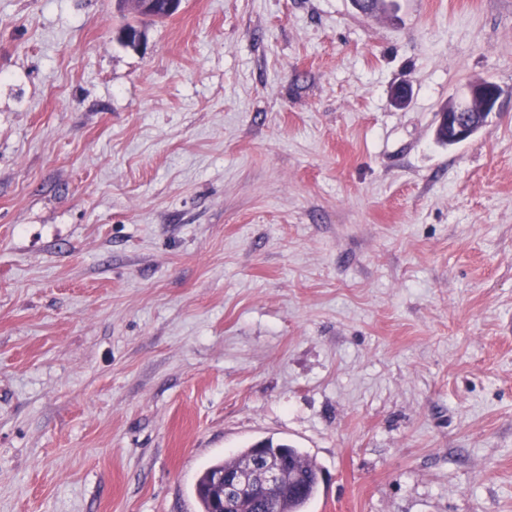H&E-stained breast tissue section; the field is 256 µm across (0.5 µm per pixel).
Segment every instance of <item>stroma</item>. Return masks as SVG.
<instances>
[{
	"label": "stroma",
	"instance_id": "stroma-1",
	"mask_svg": "<svg viewBox=\"0 0 512 512\" xmlns=\"http://www.w3.org/2000/svg\"><path fill=\"white\" fill-rule=\"evenodd\" d=\"M129 18L0 0V512H200L269 438L307 512H512V0ZM502 94V88L491 80L472 81L463 96L451 99L438 113L436 138L448 146L472 138L500 114Z\"/></svg>",
	"mask_w": 512,
	"mask_h": 512
}]
</instances>
